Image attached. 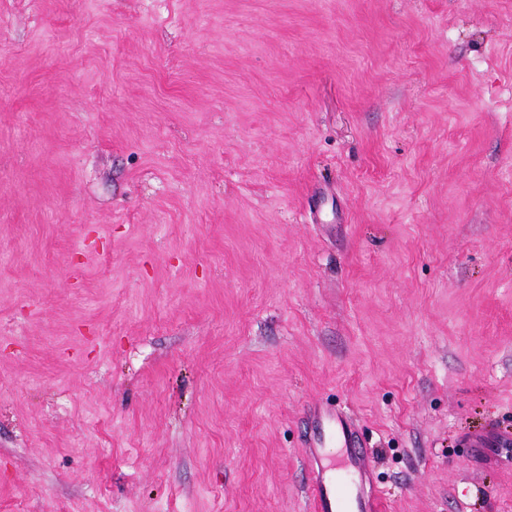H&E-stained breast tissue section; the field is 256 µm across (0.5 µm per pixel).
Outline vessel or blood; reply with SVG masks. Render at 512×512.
<instances>
[{
    "instance_id": "obj_1",
    "label": "vessel or blood",
    "mask_w": 512,
    "mask_h": 512,
    "mask_svg": "<svg viewBox=\"0 0 512 512\" xmlns=\"http://www.w3.org/2000/svg\"><path fill=\"white\" fill-rule=\"evenodd\" d=\"M313 439L308 442V458L317 461L327 439L342 443L343 455L336 460L335 481L315 477L311 485L313 512H383L384 498L369 478V463L356 444L353 424L340 411H316Z\"/></svg>"
}]
</instances>
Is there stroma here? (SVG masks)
<instances>
[{"label":"stroma","mask_w":512,"mask_h":512,"mask_svg":"<svg viewBox=\"0 0 512 512\" xmlns=\"http://www.w3.org/2000/svg\"><path fill=\"white\" fill-rule=\"evenodd\" d=\"M512 512V0H0V512ZM312 441L306 444L308 459L317 462L327 437L343 444L344 454L336 458V480L327 482L319 471L311 485L313 512H382L384 498L369 478L366 451L357 447L353 424L342 411L318 410ZM343 472L350 477L343 476ZM357 476L352 483L351 474Z\"/></svg>","instance_id":"35a3bbf8"}]
</instances>
